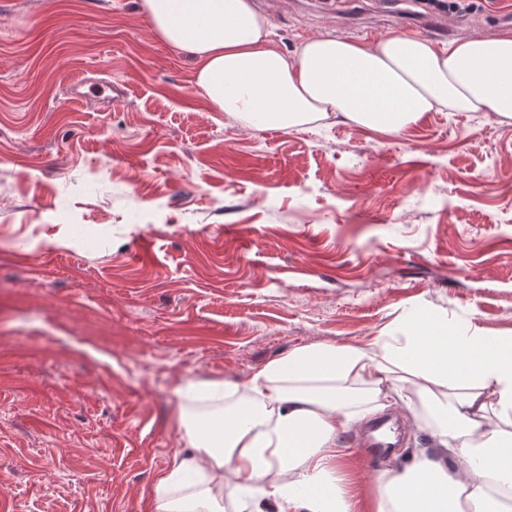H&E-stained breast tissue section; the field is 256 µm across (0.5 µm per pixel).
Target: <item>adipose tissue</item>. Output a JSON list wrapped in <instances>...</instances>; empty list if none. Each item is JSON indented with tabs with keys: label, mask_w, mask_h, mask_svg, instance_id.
<instances>
[{
	"label": "adipose tissue",
	"mask_w": 512,
	"mask_h": 512,
	"mask_svg": "<svg viewBox=\"0 0 512 512\" xmlns=\"http://www.w3.org/2000/svg\"><path fill=\"white\" fill-rule=\"evenodd\" d=\"M152 33L184 52L216 111L257 129L329 116L397 135L429 112H491L512 121V33H474L437 47L390 32L363 43L307 38L294 56L272 38L253 0H139ZM399 345L314 342L254 371L242 385L189 380L182 399L227 398L221 415H181L190 452L155 482L156 512H224V483L246 512H503L512 490V336H485L423 308ZM372 397L417 396L432 417V449L383 472L373 498L351 489L338 446L354 415L343 381Z\"/></svg>",
	"instance_id": "obj_1"
}]
</instances>
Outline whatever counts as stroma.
I'll list each match as a JSON object with an SVG mask.
<instances>
[{"mask_svg":"<svg viewBox=\"0 0 512 512\" xmlns=\"http://www.w3.org/2000/svg\"><path fill=\"white\" fill-rule=\"evenodd\" d=\"M294 55L354 36L359 4L263 0ZM512 0L452 10L496 33ZM122 83L103 109L72 80ZM150 253H141L144 242ZM512 333V124L433 112L402 135L330 117L258 130L215 111L138 0H0V498L8 512H156L187 448L175 390L241 383L294 347L395 342L411 308ZM403 443H338L360 495L432 443L397 398Z\"/></svg>","mask_w":512,"mask_h":512,"instance_id":"1","label":"stroma"}]
</instances>
